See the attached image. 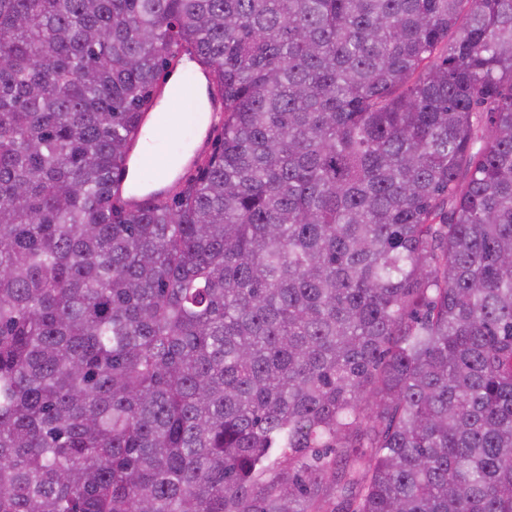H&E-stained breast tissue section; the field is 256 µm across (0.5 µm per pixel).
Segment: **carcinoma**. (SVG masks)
Masks as SVG:
<instances>
[{"instance_id":"carcinoma-1","label":"carcinoma","mask_w":512,"mask_h":512,"mask_svg":"<svg viewBox=\"0 0 512 512\" xmlns=\"http://www.w3.org/2000/svg\"><path fill=\"white\" fill-rule=\"evenodd\" d=\"M0 512H512V0H0ZM155 107V104L151 106L148 111L143 114L142 122L136 127L135 132L133 133L131 143L133 147H136L138 156L142 158L144 161H149V158L145 154V141L146 134L148 131L154 128L158 114L157 112H152ZM149 119V121H147ZM153 140L156 145L163 146L164 143V134L160 129H153L152 132Z\"/></svg>"}]
</instances>
